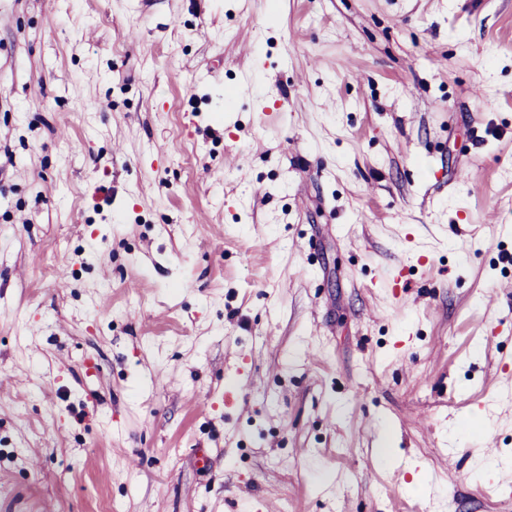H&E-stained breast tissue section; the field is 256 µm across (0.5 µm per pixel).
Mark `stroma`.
I'll list each match as a JSON object with an SVG mask.
<instances>
[{"instance_id": "35a3bbf8", "label": "stroma", "mask_w": 512, "mask_h": 512, "mask_svg": "<svg viewBox=\"0 0 512 512\" xmlns=\"http://www.w3.org/2000/svg\"><path fill=\"white\" fill-rule=\"evenodd\" d=\"M508 281L512 0H0V512H512Z\"/></svg>"}]
</instances>
